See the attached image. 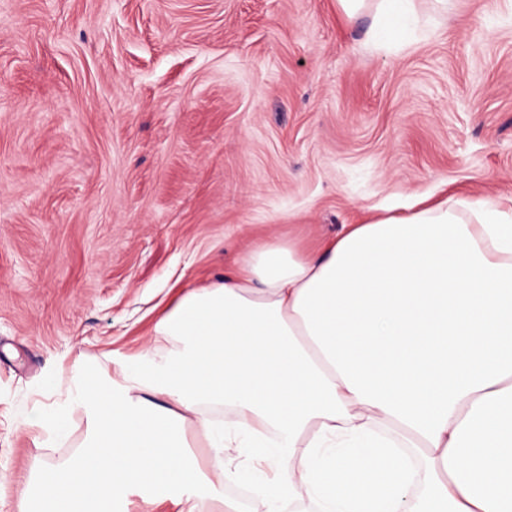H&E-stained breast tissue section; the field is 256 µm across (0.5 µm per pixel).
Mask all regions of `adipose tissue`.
Returning <instances> with one entry per match:
<instances>
[{"label": "adipose tissue", "mask_w": 512, "mask_h": 512, "mask_svg": "<svg viewBox=\"0 0 512 512\" xmlns=\"http://www.w3.org/2000/svg\"><path fill=\"white\" fill-rule=\"evenodd\" d=\"M415 0H377L387 44ZM170 346L87 364L24 415L85 445L32 477L24 512H121L225 495L263 512H512V206L447 199L343 225L311 250L268 237L155 322ZM210 450L192 451L188 427ZM235 448L253 463L225 460Z\"/></svg>", "instance_id": "ef3b65f1"}]
</instances>
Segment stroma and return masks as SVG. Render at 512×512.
Returning <instances> with one entry per match:
<instances>
[{"label":"stroma","instance_id":"stroma-1","mask_svg":"<svg viewBox=\"0 0 512 512\" xmlns=\"http://www.w3.org/2000/svg\"><path fill=\"white\" fill-rule=\"evenodd\" d=\"M409 45L336 0H0V512L58 452L17 430L83 364L159 344L256 239L512 200V0H416Z\"/></svg>","mask_w":512,"mask_h":512}]
</instances>
